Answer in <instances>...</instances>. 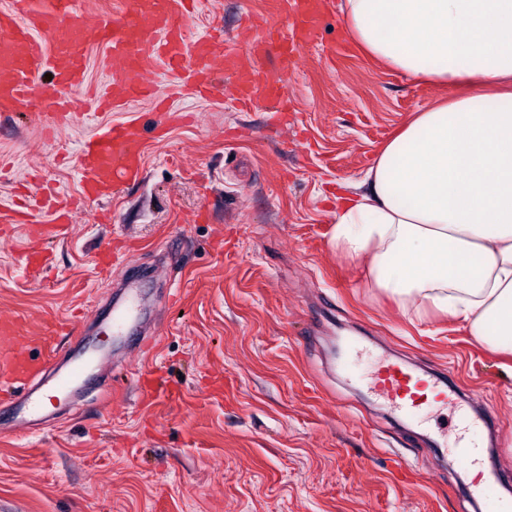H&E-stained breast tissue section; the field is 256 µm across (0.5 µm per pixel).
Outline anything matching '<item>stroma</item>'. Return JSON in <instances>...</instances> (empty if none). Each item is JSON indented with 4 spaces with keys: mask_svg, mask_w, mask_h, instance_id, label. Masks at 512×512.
Instances as JSON below:
<instances>
[{
    "mask_svg": "<svg viewBox=\"0 0 512 512\" xmlns=\"http://www.w3.org/2000/svg\"><path fill=\"white\" fill-rule=\"evenodd\" d=\"M271 0H200L186 35L237 34ZM288 116L242 112L225 96L184 94V118L159 137L150 102L77 109L55 139L37 124L54 90L0 114V208L38 175L78 200L38 277L21 266L24 224H0V318L60 321L110 354L55 399L54 418L25 425L0 401V512H491L466 493L449 410L399 425L355 379L358 341L416 369L452 370L461 407L490 413L471 440L498 459L512 500V355L459 322L402 318L362 286L331 244L338 184L361 180L415 113L448 96L366 58L331 7L293 68ZM136 120L143 174L105 201H81L74 156L106 124ZM112 250V276L96 258ZM138 282L147 348L112 333L120 287ZM156 370L179 389L165 408L138 384Z\"/></svg>",
    "mask_w": 512,
    "mask_h": 512,
    "instance_id": "1",
    "label": "stroma"
}]
</instances>
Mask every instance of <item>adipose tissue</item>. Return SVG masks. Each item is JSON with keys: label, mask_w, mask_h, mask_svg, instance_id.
Wrapping results in <instances>:
<instances>
[{"label": "adipose tissue", "mask_w": 512, "mask_h": 512, "mask_svg": "<svg viewBox=\"0 0 512 512\" xmlns=\"http://www.w3.org/2000/svg\"><path fill=\"white\" fill-rule=\"evenodd\" d=\"M365 56L458 88L418 112L331 212L332 242L403 315L512 352V0H341Z\"/></svg>", "instance_id": "1"}]
</instances>
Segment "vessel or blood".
<instances>
[{
  "mask_svg": "<svg viewBox=\"0 0 512 512\" xmlns=\"http://www.w3.org/2000/svg\"><path fill=\"white\" fill-rule=\"evenodd\" d=\"M330 2L291 0L288 25L261 19L242 28L230 45L211 34L187 38L185 24L198 0H134L132 10L92 12L82 19L75 16V0H11L10 7L0 11V112L31 106L44 73H51L55 85L62 88L82 84L89 52L95 47L104 48L108 70L107 82L90 102L95 112H118L149 97L158 125L178 122L179 115L166 97L154 92L151 66L155 63L176 76V94L210 98L218 89V75L230 71L236 76L231 93L243 107L275 106L282 99L283 86L267 74L265 58L272 53L284 59L299 54ZM71 109L72 102L65 97L50 99L38 115L41 130L50 135L67 125ZM143 155L140 128L131 120L105 125L82 140L76 167L84 197H106L120 183L139 179ZM70 222L71 213L64 207L50 211L45 221L33 210H0L1 224L34 225L32 245L24 255L25 265L33 273L45 264V243L60 238ZM63 329V324L51 323L25 330L18 322L0 319V393L25 391L19 419L42 416L49 393L66 391L85 374L80 361L66 373L54 364L56 338ZM142 379L143 394L151 403L162 405L174 399V392L153 371H145ZM368 384L390 409L420 425L433 403L450 410L457 406L452 386L426 383L388 357L377 359ZM481 474L483 479L475 483L474 494L494 496L498 480L494 460H484Z\"/></svg>",
  "mask_w": 512,
  "mask_h": 512,
  "instance_id": "obj_1",
  "label": "vessel or blood"
}]
</instances>
